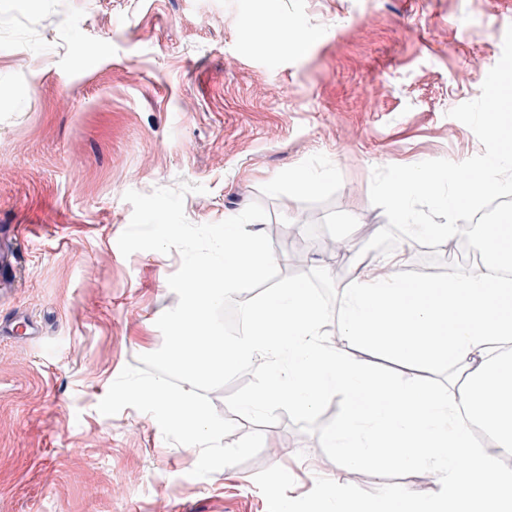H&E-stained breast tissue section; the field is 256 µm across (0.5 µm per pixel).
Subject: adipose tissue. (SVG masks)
Returning a JSON list of instances; mask_svg holds the SVG:
<instances>
[{"label":"adipose tissue","instance_id":"adipose-tissue-1","mask_svg":"<svg viewBox=\"0 0 512 512\" xmlns=\"http://www.w3.org/2000/svg\"><path fill=\"white\" fill-rule=\"evenodd\" d=\"M282 260L258 232L228 224L220 259L184 265L166 354L182 386L159 377L143 391L162 408L164 426L183 437L201 466L214 465L200 445L222 436L224 426L203 416L194 391L199 380L247 366L262 380L241 398L242 415L285 404L309 416L343 394L349 405L327 433L340 468L375 469L389 456L405 470L427 469L437 485L428 500L396 488L365 502L334 481L327 487L333 512H512V470L496 459L512 455V279L467 272L411 280L400 251L365 264L344 289L340 342L326 338L329 312L302 283L277 285L247 305L244 330L225 335L211 320L214 308ZM347 342L408 369L447 373L448 384L437 391L416 378L383 375L351 357ZM477 423L496 452L475 445ZM487 472L492 482L481 483Z\"/></svg>","mask_w":512,"mask_h":512}]
</instances>
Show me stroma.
<instances>
[{"label": "stroma", "instance_id": "stroma-1", "mask_svg": "<svg viewBox=\"0 0 512 512\" xmlns=\"http://www.w3.org/2000/svg\"><path fill=\"white\" fill-rule=\"evenodd\" d=\"M270 11L305 51L255 38ZM511 26L512 0H0V512H315L335 479L366 501L399 485L432 498L422 469L337 471L342 395L245 417L254 372L199 384L227 481L140 391L161 374L183 264L217 253L225 225H279L283 254L309 243L244 296L304 283L339 312L387 224L373 169L482 153L449 112L479 96ZM399 247L410 279L468 269Z\"/></svg>", "mask_w": 512, "mask_h": 512}]
</instances>
